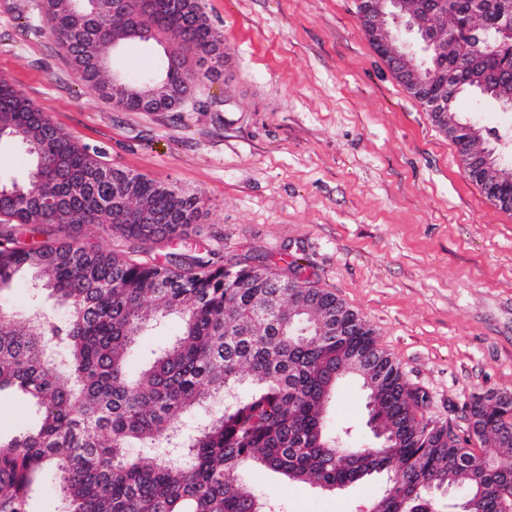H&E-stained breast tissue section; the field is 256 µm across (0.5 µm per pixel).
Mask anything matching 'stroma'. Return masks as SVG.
<instances>
[{
  "mask_svg": "<svg viewBox=\"0 0 512 512\" xmlns=\"http://www.w3.org/2000/svg\"><path fill=\"white\" fill-rule=\"evenodd\" d=\"M40 4L0 0V76L113 168L202 198L200 223L155 249L161 262L260 261L329 289L457 433L473 396L512 394V211L486 199L374 51L358 0H202L224 33V74L169 112L118 110L84 85ZM454 110L512 127L474 92ZM367 419L360 381L344 378L329 427L367 447ZM247 479L285 512H369L384 488Z\"/></svg>",
  "mask_w": 512,
  "mask_h": 512,
  "instance_id": "1",
  "label": "stroma"
}]
</instances>
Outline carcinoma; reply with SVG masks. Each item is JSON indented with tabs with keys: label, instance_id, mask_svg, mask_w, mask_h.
<instances>
[{
	"label": "carcinoma",
	"instance_id": "carcinoma-1",
	"mask_svg": "<svg viewBox=\"0 0 512 512\" xmlns=\"http://www.w3.org/2000/svg\"><path fill=\"white\" fill-rule=\"evenodd\" d=\"M52 35L81 80L126 111L146 101L165 109L193 85L224 72V35L200 0H42ZM470 21L456 0L448 25ZM154 31L181 51L133 73L123 45ZM32 161L23 182H0V396L30 411L15 434L0 435V512H30L35 483L51 478L61 512H265L258 491L232 477L257 467L315 488L392 479L376 512H450L437 483L459 500L482 496L503 512L512 490V399L478 395L472 434L425 416L427 394L411 385L359 322L347 336H319L336 295L300 279L284 288L263 264L216 265L191 256L181 270L154 259L62 242L71 224L115 226L132 251L185 233L202 199L175 186L115 170L104 153L76 142L0 77V138ZM23 271L65 306L61 316L21 318L6 295ZM293 322H288V313ZM170 316L182 332L132 371L138 336ZM378 358L384 382L374 420L390 443L360 448L332 432L325 412L349 358ZM221 407L195 425L186 416ZM128 448L149 455L131 457Z\"/></svg>",
	"mask_w": 512,
	"mask_h": 512
}]
</instances>
